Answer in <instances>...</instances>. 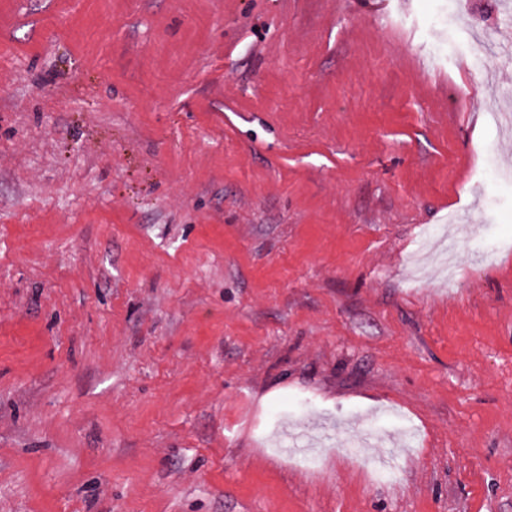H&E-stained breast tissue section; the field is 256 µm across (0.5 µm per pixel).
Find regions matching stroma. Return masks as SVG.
I'll use <instances>...</instances> for the list:
<instances>
[{"instance_id": "obj_1", "label": "stroma", "mask_w": 512, "mask_h": 512, "mask_svg": "<svg viewBox=\"0 0 512 512\" xmlns=\"http://www.w3.org/2000/svg\"><path fill=\"white\" fill-rule=\"evenodd\" d=\"M453 5L0 0V512H512V0Z\"/></svg>"}]
</instances>
